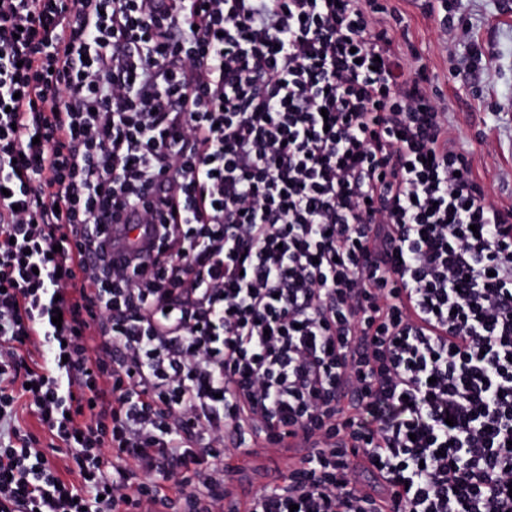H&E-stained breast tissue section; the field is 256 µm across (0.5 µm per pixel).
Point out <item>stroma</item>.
<instances>
[{
	"label": "stroma",
	"mask_w": 512,
	"mask_h": 512,
	"mask_svg": "<svg viewBox=\"0 0 512 512\" xmlns=\"http://www.w3.org/2000/svg\"><path fill=\"white\" fill-rule=\"evenodd\" d=\"M390 4L429 66L450 138L470 150L473 173L492 200L512 206V0H455L468 28L462 41L443 39L436 14L416 0Z\"/></svg>",
	"instance_id": "stroma-1"
}]
</instances>
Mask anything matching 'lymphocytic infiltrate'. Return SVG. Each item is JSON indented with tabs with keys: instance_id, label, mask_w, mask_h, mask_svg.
I'll use <instances>...</instances> for the list:
<instances>
[{
	"instance_id": "lymphocytic-infiltrate-1",
	"label": "lymphocytic infiltrate",
	"mask_w": 512,
	"mask_h": 512,
	"mask_svg": "<svg viewBox=\"0 0 512 512\" xmlns=\"http://www.w3.org/2000/svg\"><path fill=\"white\" fill-rule=\"evenodd\" d=\"M403 32L378 0H0V512H225L260 449L299 461L247 512H512V207ZM23 417L29 429L40 437L42 446H44L43 448H45L48 457L56 461L59 465L62 477L66 480H74L75 474L65 470L66 466L75 470L69 449L65 448V446L57 440H54L52 443L49 434L41 427L35 418L26 414H24ZM51 444H53V448L47 447Z\"/></svg>"
}]
</instances>
